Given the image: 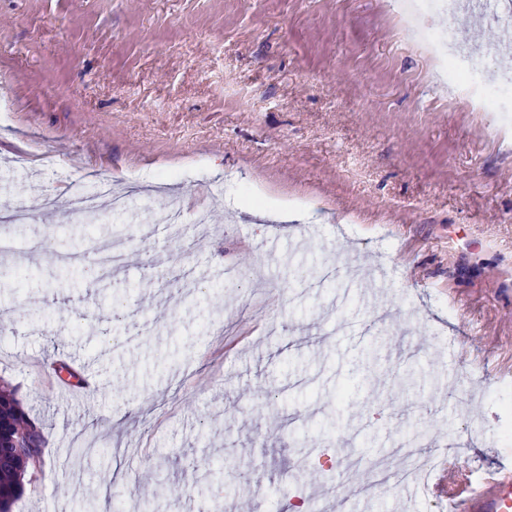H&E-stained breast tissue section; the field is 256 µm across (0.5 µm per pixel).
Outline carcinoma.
Returning <instances> with one entry per match:
<instances>
[{
  "label": "carcinoma",
  "mask_w": 512,
  "mask_h": 512,
  "mask_svg": "<svg viewBox=\"0 0 512 512\" xmlns=\"http://www.w3.org/2000/svg\"><path fill=\"white\" fill-rule=\"evenodd\" d=\"M35 424L21 406L16 391L0 388V512H12V507L21 495V485L25 474L41 467L44 455L23 460L6 461L1 456L6 448L24 444L30 428Z\"/></svg>",
  "instance_id": "cac0c4a2"
}]
</instances>
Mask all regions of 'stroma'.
<instances>
[{"label": "stroma", "instance_id": "1", "mask_svg": "<svg viewBox=\"0 0 512 512\" xmlns=\"http://www.w3.org/2000/svg\"><path fill=\"white\" fill-rule=\"evenodd\" d=\"M442 2L406 21L394 0H0V232L23 247L0 259V382L51 448L13 512H433L512 469V111L479 110L419 44ZM458 35L512 69V27L471 0ZM68 173L206 201L211 234L172 238L132 193L96 225L126 264L87 278ZM256 194L307 218L257 217ZM47 358L97 387L60 396ZM470 432L432 484L373 486L394 442Z\"/></svg>", "mask_w": 512, "mask_h": 512}]
</instances>
